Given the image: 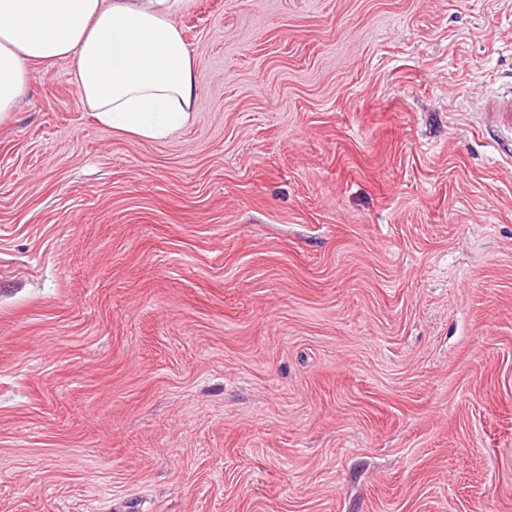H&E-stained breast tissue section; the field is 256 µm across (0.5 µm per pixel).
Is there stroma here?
<instances>
[{
	"label": "stroma",
	"mask_w": 512,
	"mask_h": 512,
	"mask_svg": "<svg viewBox=\"0 0 512 512\" xmlns=\"http://www.w3.org/2000/svg\"><path fill=\"white\" fill-rule=\"evenodd\" d=\"M176 23L169 140L0 125V512H512V0ZM490 127L496 136L508 139L512 136V89L507 93L494 96L486 104V112Z\"/></svg>",
	"instance_id": "stroma-1"
}]
</instances>
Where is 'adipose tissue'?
<instances>
[{
    "label": "adipose tissue",
    "mask_w": 512,
    "mask_h": 512,
    "mask_svg": "<svg viewBox=\"0 0 512 512\" xmlns=\"http://www.w3.org/2000/svg\"><path fill=\"white\" fill-rule=\"evenodd\" d=\"M193 0H0V124L32 68L74 63L83 106L110 129L163 141L190 120L196 63L178 16Z\"/></svg>",
    "instance_id": "obj_1"
}]
</instances>
